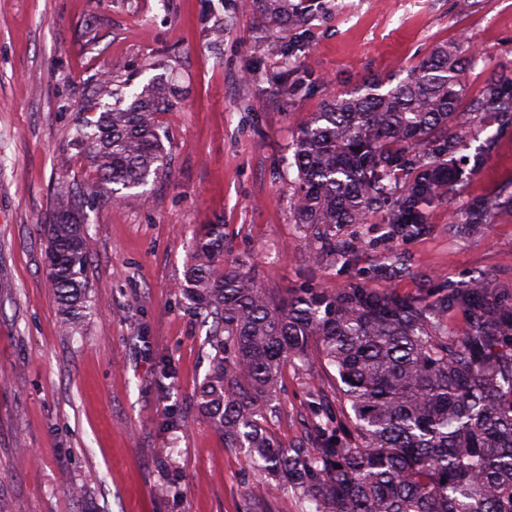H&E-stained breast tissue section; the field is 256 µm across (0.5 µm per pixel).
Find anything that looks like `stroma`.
I'll return each instance as SVG.
<instances>
[{"label":"stroma","instance_id":"1","mask_svg":"<svg viewBox=\"0 0 512 512\" xmlns=\"http://www.w3.org/2000/svg\"><path fill=\"white\" fill-rule=\"evenodd\" d=\"M326 2L322 19L289 33L239 13L212 44L208 0H0V512H304L293 494L246 500L243 454L225 448L194 403L212 365L210 324L175 284L199 225L223 223L227 248L254 257L276 296L359 282L419 298L479 274L512 295L511 217L448 232L454 209L512 190V129H480L494 152L432 207L421 234L388 240L377 214L346 228L344 238L360 242L351 266L308 247L289 210L295 175L284 163L326 99L402 72L463 34L478 52L463 74L476 99L491 71H512V0ZM270 40L298 51L284 60L265 51ZM111 66L137 72L128 98L161 72L181 88V101L158 116L172 173L135 203L91 204L96 306L70 336L40 226L60 183L95 176L68 132L87 79ZM286 81L295 85L289 96ZM318 396H336L318 358L287 365L270 433L306 441ZM160 483L172 488L163 500ZM74 484L86 487L83 501L69 496Z\"/></svg>","mask_w":512,"mask_h":512}]
</instances>
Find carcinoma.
<instances>
[{
	"label": "carcinoma",
	"instance_id": "carcinoma-1",
	"mask_svg": "<svg viewBox=\"0 0 512 512\" xmlns=\"http://www.w3.org/2000/svg\"><path fill=\"white\" fill-rule=\"evenodd\" d=\"M215 33L241 11L272 28L294 30L320 18L324 0H220ZM477 59L467 37L435 46L402 78L365 79L328 99L289 146L296 169L294 223L350 265L357 243L339 249L337 234L382 210L388 238H412L429 208L448 198L463 171L480 170L494 142L471 155V129L512 127V75L492 73L461 110L464 71ZM134 75L107 68L87 80L84 110L69 145L96 171L79 188L60 187L41 231L48 277L64 329L79 332L91 309L86 207L129 203L132 189L167 179L171 158L156 115L178 87L154 77L130 102L118 92ZM113 103H108V100ZM512 215V193L453 213L455 233ZM224 225L195 233L179 291L212 319L213 365L198 388V411L241 449L261 479L248 498L292 490L307 512H512V296L486 276L403 298L352 284L335 293L306 288L275 296L258 281L251 258L224 255ZM467 318L448 332V311ZM316 351L335 372L344 423L333 427L316 403L313 443L286 446L268 431L280 375Z\"/></svg>",
	"mask_w": 512,
	"mask_h": 512
}]
</instances>
